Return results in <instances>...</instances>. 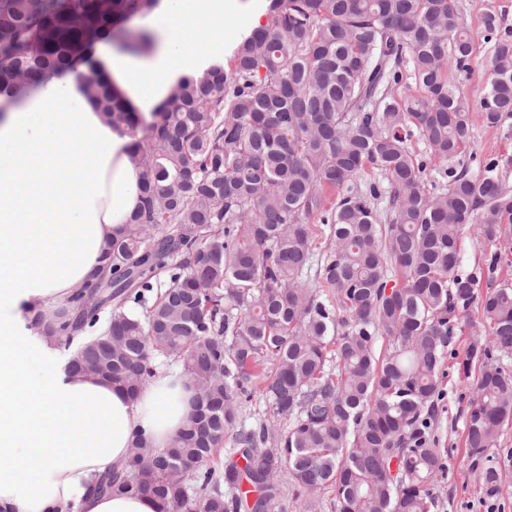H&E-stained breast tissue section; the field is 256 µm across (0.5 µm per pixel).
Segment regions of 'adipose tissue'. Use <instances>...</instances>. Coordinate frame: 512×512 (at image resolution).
<instances>
[{
	"label": "adipose tissue",
	"mask_w": 512,
	"mask_h": 512,
	"mask_svg": "<svg viewBox=\"0 0 512 512\" xmlns=\"http://www.w3.org/2000/svg\"><path fill=\"white\" fill-rule=\"evenodd\" d=\"M232 15L253 29L262 23L238 0H160L144 20L155 48L102 49L98 68L153 121L181 76L213 63ZM141 194L131 138L104 122L75 76L0 98V512H162L150 494L95 486L124 471L136 439L159 451L186 427L195 411L191 378L159 371L131 398L69 371L55 337L24 320L99 280L103 252Z\"/></svg>",
	"instance_id": "ef3b65f1"
}]
</instances>
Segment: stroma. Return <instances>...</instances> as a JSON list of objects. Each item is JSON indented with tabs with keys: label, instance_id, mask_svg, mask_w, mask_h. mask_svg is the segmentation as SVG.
Here are the masks:
<instances>
[{
	"label": "stroma",
	"instance_id": "obj_1",
	"mask_svg": "<svg viewBox=\"0 0 512 512\" xmlns=\"http://www.w3.org/2000/svg\"><path fill=\"white\" fill-rule=\"evenodd\" d=\"M461 15L474 41L476 65L463 80L462 90L471 103L479 105L488 85L485 58L488 45L482 16L488 11L503 13L512 26V0H459ZM512 158V118L503 127L486 126L475 120L470 145L459 158L469 164L471 156ZM441 387L444 399L434 422L437 445L444 451L446 471L437 486V505L433 512H512V420L502 426L496 456L503 461L496 489L484 486L466 445L465 416L473 400V379L460 377L456 368L446 370Z\"/></svg>",
	"mask_w": 512,
	"mask_h": 512
}]
</instances>
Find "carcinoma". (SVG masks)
Listing matches in <instances>:
<instances>
[{"label": "carcinoma", "instance_id": "carcinoma-1", "mask_svg": "<svg viewBox=\"0 0 512 512\" xmlns=\"http://www.w3.org/2000/svg\"><path fill=\"white\" fill-rule=\"evenodd\" d=\"M267 2L266 24L229 65L182 78L133 142L144 195L107 244L108 273L96 283L108 332L71 368L100 378L110 365L112 382L134 397L158 352L182 364L205 412L165 451L97 487L150 492L165 512H309L322 492L334 512H432L445 472L432 426L444 364L456 358L461 318L478 309L489 334L455 365L466 378L480 365L466 443L492 489L500 470L491 450L512 418V372L493 362L512 353V285L480 290L500 254L462 272L458 242L473 223L491 245L512 240V159L480 160L476 174L451 166L473 134L460 77L474 47L458 0ZM158 3L0 0V96L76 72L112 129L135 130L134 106L78 66L106 39L151 47L149 33L129 35L125 23ZM483 27L480 109L497 126L512 117V29L491 11ZM404 68L414 91L398 100L390 88ZM438 165L448 186L429 195L424 176ZM368 167L387 182L386 226L371 203L377 187L351 186ZM316 216L329 225L323 300L301 286ZM167 266L171 286L154 295ZM97 314L77 321L63 309L36 324L67 336ZM111 334L124 341L112 355ZM258 389L269 418L235 434L224 468L213 466L241 399Z\"/></svg>", "mask_w": 512, "mask_h": 512}]
</instances>
